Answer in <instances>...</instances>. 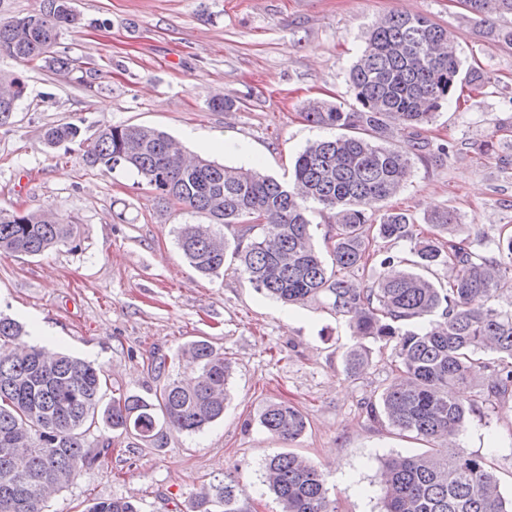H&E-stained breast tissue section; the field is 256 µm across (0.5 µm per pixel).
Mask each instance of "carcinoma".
<instances>
[{"mask_svg":"<svg viewBox=\"0 0 512 512\" xmlns=\"http://www.w3.org/2000/svg\"><path fill=\"white\" fill-rule=\"evenodd\" d=\"M476 19L512 16V0H461ZM72 0H41L21 18H0V55L18 62L44 61L60 70L81 61L55 52L61 30L76 23ZM364 46L349 69L357 106L311 102L305 120L336 135L308 145L297 157L293 179L282 183L253 168L183 160L165 132L138 125H104L85 150L86 163L133 169L168 203L210 220L184 224L178 243L191 266L217 275L237 263L257 290L285 304L317 302L345 320L353 336L391 346L392 379L370 413L412 439L447 441L465 428L479 400L465 397L483 370L494 372L488 394H512V307L495 304L500 281L512 276V235L477 251L457 243L458 215L430 214V231L415 229L404 212L380 217L369 205L398 193L408 182L412 158L441 162L448 149L428 135L429 126L457 87L478 91L487 73L466 69L448 29L424 15L393 12L363 32ZM21 76L0 75V126L22 97ZM395 133L409 138L414 156L389 145ZM72 123L45 132L49 145L72 142ZM327 214L333 234L332 266L316 251L311 214ZM238 225L233 242L211 225ZM387 242L410 243L409 270L387 269L361 286L341 275L363 269L370 232ZM77 225L50 212L0 209V254L39 255L59 246L78 248ZM442 268L447 287L418 270ZM18 321L0 315V512H44L48 497L29 491L35 479L59 490L77 468L106 457L112 439L85 444L96 423L131 434L149 448H164L174 434H195L224 415L231 363L209 342L196 340L181 354L197 368L190 384L167 378L153 394H121L104 401L107 380L90 361L50 353L21 341ZM368 363L363 345L345 354V371L358 376ZM271 435L291 442L306 430L295 406L271 402L260 417ZM269 489L281 512H337L324 474L296 455L279 453L265 463ZM383 512H512L499 491L490 460L459 447L390 457L382 466ZM246 488L231 474L213 478L195 498L193 512H244ZM85 512H140L124 498L92 503Z\"/></svg>","mask_w":512,"mask_h":512,"instance_id":"obj_1","label":"carcinoma"}]
</instances>
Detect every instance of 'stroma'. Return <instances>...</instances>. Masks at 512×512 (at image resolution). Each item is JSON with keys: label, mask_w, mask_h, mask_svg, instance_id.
Returning a JSON list of instances; mask_svg holds the SVG:
<instances>
[{"label": "stroma", "mask_w": 512, "mask_h": 512, "mask_svg": "<svg viewBox=\"0 0 512 512\" xmlns=\"http://www.w3.org/2000/svg\"><path fill=\"white\" fill-rule=\"evenodd\" d=\"M79 23L59 50L81 69L0 56V73L22 75L25 93L0 127V208L52 211L77 224L80 245L41 255L0 254V312L26 329H46L40 345L100 367L111 394H147L150 357L169 358L170 377L191 367L174 356L208 340L231 363L230 399L221 420L194 435L172 434L166 448L145 447L91 428L89 447L112 452L82 467L46 512H84L93 500L130 497L142 512H189L214 477L233 473L247 512H280L264 482L268 458L290 452L324 473L339 512H381L378 479L390 456L424 452L374 419L368 404L391 377L390 348L366 340L369 363L347 376L354 340L343 319L320 307L288 306L253 287L234 266L204 276L177 241L200 215L159 201L136 172L89 167L85 145L103 125L164 131L193 151L212 142L208 160L291 178L296 156L326 129L302 112L312 101L352 107L349 68L361 34L379 17L409 11L455 37L465 65L484 69L483 94L442 106L430 129L450 148L439 165H413L406 187L374 204L414 216L453 209L457 239L480 249L512 232V49L486 35L459 0H74ZM216 96L230 110L213 109ZM71 122L77 142L47 145V128ZM493 152L482 153L486 141ZM286 400L307 418L305 433L282 441L259 423L265 406ZM459 435L460 447L492 460L504 497H512V397L485 398Z\"/></svg>", "instance_id": "35a3bbf8"}]
</instances>
